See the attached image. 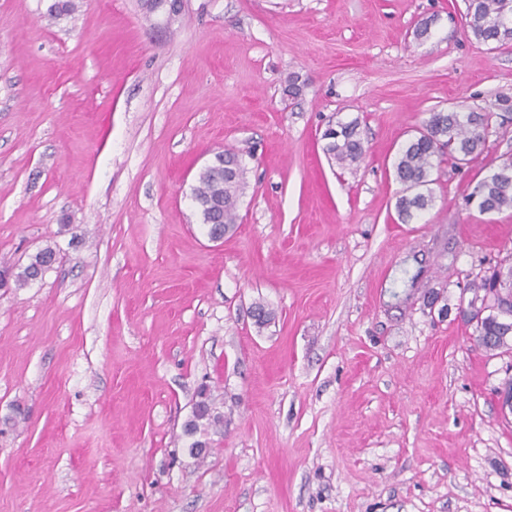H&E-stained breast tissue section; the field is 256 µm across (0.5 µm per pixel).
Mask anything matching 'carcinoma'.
Instances as JSON below:
<instances>
[{
    "label": "carcinoma",
    "mask_w": 512,
    "mask_h": 512,
    "mask_svg": "<svg viewBox=\"0 0 512 512\" xmlns=\"http://www.w3.org/2000/svg\"><path fill=\"white\" fill-rule=\"evenodd\" d=\"M465 4L471 34L487 43L506 45L502 34L512 26V0H465ZM495 118V112L440 110L429 113L423 128L418 135L406 141L393 164L396 179L405 186V194L396 201L398 219L402 223H411L432 205L433 197L428 186L432 182L434 156L446 149L448 156L461 163L473 159L483 152L485 134ZM323 139L327 140L325 154L340 165L356 163L366 154L356 120L339 122L335 128L328 127ZM244 185L245 168L234 152L217 154L214 163L199 171L193 198L208 231L222 234L233 229ZM470 199L477 201L482 212L512 208L511 156L475 186ZM55 261V252L46 248L17 273L10 268L1 270L0 278L13 277L17 283L25 284L42 277ZM470 302L485 309L482 318L476 322L478 335L497 337V340L483 342L481 346L489 351H511L512 345L502 336L512 330V273L493 272L473 289ZM219 421L220 416L212 413L209 405L201 401L196 406L194 420L189 424V432L193 434Z\"/></svg>",
    "instance_id": "obj_1"
}]
</instances>
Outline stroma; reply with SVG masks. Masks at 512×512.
Wrapping results in <instances>:
<instances>
[{
	"instance_id": "1",
	"label": "stroma",
	"mask_w": 512,
	"mask_h": 512,
	"mask_svg": "<svg viewBox=\"0 0 512 512\" xmlns=\"http://www.w3.org/2000/svg\"><path fill=\"white\" fill-rule=\"evenodd\" d=\"M51 2L0 0V267L57 252L0 287V512H512V352L461 311L512 264V208L468 199L512 120L434 158L412 223L392 171L430 110L512 103V44L464 0ZM354 119L343 168L322 133ZM227 149L215 243L192 188ZM244 185L245 168L234 152L218 153L214 163L199 171L193 198L209 232L224 234L233 229ZM55 257V252L50 248H46L33 256L29 264L17 273H14L12 268L1 270L0 278L2 279L3 275L7 276L8 280L14 277L16 283H19V285L37 280L55 263Z\"/></svg>"
}]
</instances>
